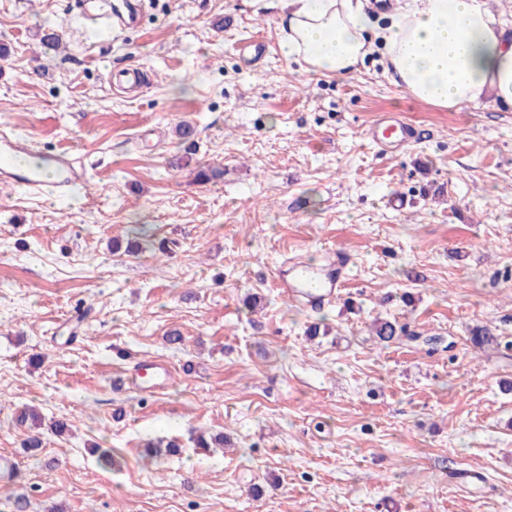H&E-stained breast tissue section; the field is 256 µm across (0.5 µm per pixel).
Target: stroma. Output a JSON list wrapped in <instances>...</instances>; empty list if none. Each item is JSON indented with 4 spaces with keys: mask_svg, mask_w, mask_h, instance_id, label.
<instances>
[{
    "mask_svg": "<svg viewBox=\"0 0 512 512\" xmlns=\"http://www.w3.org/2000/svg\"><path fill=\"white\" fill-rule=\"evenodd\" d=\"M83 7L0 0V125L91 167L68 199L0 184V512H512V111L417 100L376 53L305 72L246 0H142L105 35ZM251 36L269 51L248 66ZM133 65L136 100L110 81ZM388 113L418 133L395 155L366 138ZM336 251L353 269L333 301L278 288L286 259ZM377 317L407 337L377 343ZM142 361L165 390L120 384Z\"/></svg>",
    "mask_w": 512,
    "mask_h": 512,
    "instance_id": "1",
    "label": "stroma"
}]
</instances>
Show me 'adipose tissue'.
<instances>
[{
	"label": "adipose tissue",
	"mask_w": 512,
	"mask_h": 512,
	"mask_svg": "<svg viewBox=\"0 0 512 512\" xmlns=\"http://www.w3.org/2000/svg\"><path fill=\"white\" fill-rule=\"evenodd\" d=\"M276 20L281 48L307 72L345 75L380 51L396 84L416 99L458 109L493 101L512 110V31L486 0H248Z\"/></svg>",
	"instance_id": "1"
}]
</instances>
